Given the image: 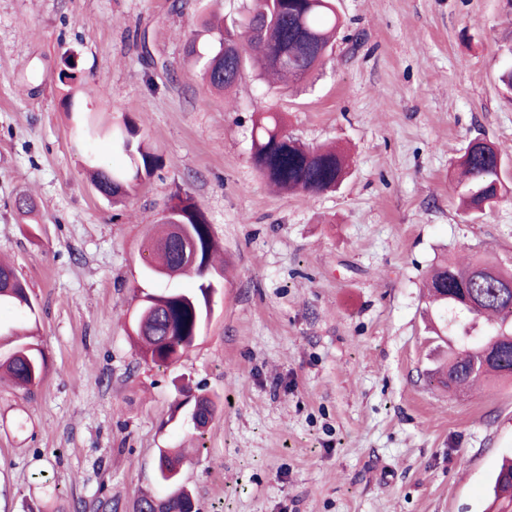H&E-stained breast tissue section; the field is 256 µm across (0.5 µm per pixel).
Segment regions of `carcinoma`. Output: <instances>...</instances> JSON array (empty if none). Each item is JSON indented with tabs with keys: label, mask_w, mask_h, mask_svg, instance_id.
Returning a JSON list of instances; mask_svg holds the SVG:
<instances>
[{
	"label": "carcinoma",
	"mask_w": 512,
	"mask_h": 512,
	"mask_svg": "<svg viewBox=\"0 0 512 512\" xmlns=\"http://www.w3.org/2000/svg\"><path fill=\"white\" fill-rule=\"evenodd\" d=\"M335 0H248L242 17L227 24L203 21L210 42L206 51L191 40L188 55L195 58L203 76L199 102L206 106L215 91L235 84L247 63L259 76L307 81L323 64L339 28ZM130 118L112 133V148L128 155L124 169L93 167L95 185L112 197L130 193L157 164L156 156L138 139ZM252 160L260 176L282 192L318 194L334 191L350 172L345 152L336 146H310L288 133L277 112H263L252 124ZM457 187L465 212L476 218L504 189V159L482 138L470 141L459 158ZM188 226L197 247V262H183L172 244L174 223ZM163 231L148 240L150 260L145 277L169 281L191 275L198 281L192 290L164 288L139 301L133 333L141 357L157 366L179 361L200 337L211 307L207 290L219 250L211 225L195 200L176 196L164 217ZM512 268L476 255L465 265L445 259L427 277L432 332L455 337L448 362L431 375L439 387L458 392L470 383L512 378ZM11 304L34 311L27 286L0 264V305ZM493 344V361L482 360ZM0 372L19 386L39 385L45 360L34 344L15 340L12 351L0 356ZM181 451L159 450L157 483L169 489L162 499L146 493L133 503L132 512H194L191 490L183 481ZM485 512H512V459L493 475Z\"/></svg>",
	"instance_id": "1"
}]
</instances>
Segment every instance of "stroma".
<instances>
[{"mask_svg":"<svg viewBox=\"0 0 512 512\" xmlns=\"http://www.w3.org/2000/svg\"><path fill=\"white\" fill-rule=\"evenodd\" d=\"M172 2L0 0V261L27 284L46 362L38 386L0 383V512H131L163 448L192 449L198 512H484L512 454V380L430 383L445 346L423 278L444 255L512 267V193L471 222L453 183L475 137L512 160V0H337L344 25L307 83L248 67L205 106L186 46L201 14L242 0ZM270 109L348 152L340 190L268 187L251 128ZM127 115L158 164L116 202L88 170L127 166L110 147ZM178 193L224 272L195 346L157 368L132 319ZM200 395L216 411L197 430Z\"/></svg>","mask_w":512,"mask_h":512,"instance_id":"1","label":"stroma"}]
</instances>
